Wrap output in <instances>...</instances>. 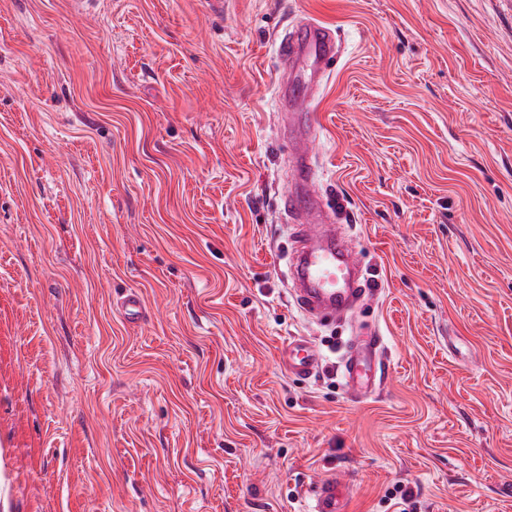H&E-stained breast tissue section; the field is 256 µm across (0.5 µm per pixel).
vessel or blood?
I'll return each mask as SVG.
<instances>
[{
    "label": "vessel or blood",
    "instance_id": "b4317fda",
    "mask_svg": "<svg viewBox=\"0 0 512 512\" xmlns=\"http://www.w3.org/2000/svg\"><path fill=\"white\" fill-rule=\"evenodd\" d=\"M290 76L277 91L280 110L287 112L286 138L291 144L292 177L282 196L283 208L292 218L290 290L305 316L336 320L372 295L366 273L335 212L317 191L314 150L317 120L310 102L321 78L333 69L340 50L333 30L303 21L285 33L277 48ZM360 340L343 357V377L348 394L354 398L370 395L381 381L373 365L384 354L383 340L375 328H360ZM288 373L308 378L319 367L321 355L306 338L291 337L279 350ZM350 486L331 473L311 489L310 512H347Z\"/></svg>",
    "mask_w": 512,
    "mask_h": 512
}]
</instances>
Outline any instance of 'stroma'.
Segmentation results:
<instances>
[{"label":"stroma","instance_id":"stroma-1","mask_svg":"<svg viewBox=\"0 0 512 512\" xmlns=\"http://www.w3.org/2000/svg\"><path fill=\"white\" fill-rule=\"evenodd\" d=\"M306 19L341 52L317 187L375 291L336 324L284 279ZM332 472L349 512H512V0H0V512H307ZM362 337L343 357V377L347 393L354 398L370 395L381 385L373 372V364L384 354V344L378 330L358 327ZM279 359L288 373L298 378H308L319 367V351L304 337H291L279 350Z\"/></svg>","mask_w":512,"mask_h":512}]
</instances>
